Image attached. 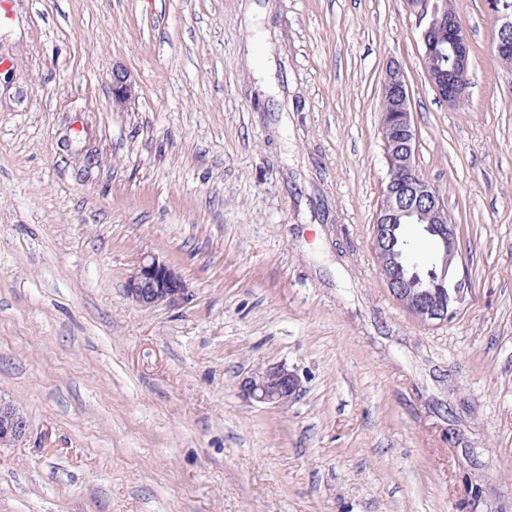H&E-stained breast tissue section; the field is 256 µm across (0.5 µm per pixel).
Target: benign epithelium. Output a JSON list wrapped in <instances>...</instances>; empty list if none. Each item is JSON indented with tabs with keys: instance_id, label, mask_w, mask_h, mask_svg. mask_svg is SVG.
Returning a JSON list of instances; mask_svg holds the SVG:
<instances>
[{
	"instance_id": "1",
	"label": "benign epithelium",
	"mask_w": 512,
	"mask_h": 512,
	"mask_svg": "<svg viewBox=\"0 0 512 512\" xmlns=\"http://www.w3.org/2000/svg\"><path fill=\"white\" fill-rule=\"evenodd\" d=\"M419 19V39L425 47V56L432 54L433 33L442 27L448 29L451 55L447 70L425 65L428 79L444 101L455 104L459 100L458 79L468 75L470 43L457 15L439 5L438 0H406ZM499 22L494 52L512 56V10L503 5L494 11ZM115 102L122 104L131 93L129 77L112 73ZM382 105L392 101L397 105L381 113L378 128L380 139L390 145L394 132L403 136L402 150L386 155L389 166L408 169L411 177L391 187L380 205L373 224L372 248L381 278L393 298L415 318L431 324H441L452 318L465 300L467 288L464 278L458 276L455 259L458 225L452 221L443 204L439 190L425 179L415 166L417 129L412 115L411 91L407 76L398 65L386 68L381 83ZM432 222L428 231L436 236L439 256L436 270L437 287L445 293L417 288L418 273L405 268L394 250L396 230L402 220L423 223L426 216ZM126 295L136 305L151 310L159 306L179 307L190 301L192 293L184 278L166 261L156 255L140 259L126 282ZM243 396L258 403L284 406L299 391L297 374L283 366L256 370L240 383ZM27 430V422L15 405L0 399V446L19 441Z\"/></svg>"
}]
</instances>
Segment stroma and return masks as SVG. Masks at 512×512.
<instances>
[{
  "mask_svg": "<svg viewBox=\"0 0 512 512\" xmlns=\"http://www.w3.org/2000/svg\"><path fill=\"white\" fill-rule=\"evenodd\" d=\"M453 5L456 105L405 0H8L0 397L27 433L0 512H512V68L486 0ZM393 61L459 226L441 325L372 249ZM151 254L187 304L126 298ZM276 365L296 396L244 398ZM297 374L284 366L269 367L251 372L243 378V396L258 403L284 406L299 390Z\"/></svg>",
  "mask_w": 512,
  "mask_h": 512,
  "instance_id": "stroma-1",
  "label": "stroma"
}]
</instances>
